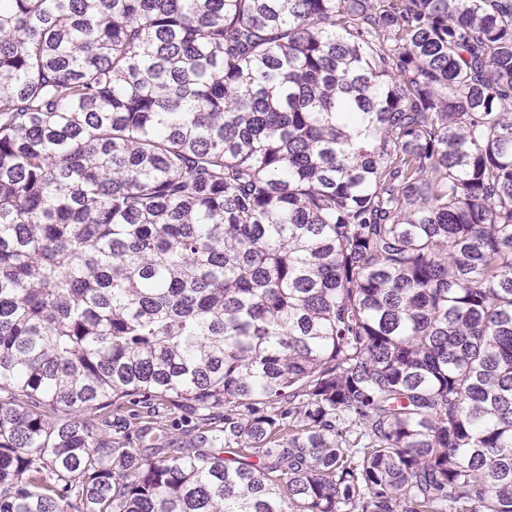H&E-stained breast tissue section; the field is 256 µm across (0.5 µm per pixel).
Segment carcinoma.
I'll use <instances>...</instances> for the list:
<instances>
[{
    "instance_id": "1",
    "label": "carcinoma",
    "mask_w": 512,
    "mask_h": 512,
    "mask_svg": "<svg viewBox=\"0 0 512 512\" xmlns=\"http://www.w3.org/2000/svg\"><path fill=\"white\" fill-rule=\"evenodd\" d=\"M0 512H512V0H0ZM179 417V415H176L175 421H173L174 416H171L170 419L168 418L167 424H169V436L177 440L179 446L182 448V451L186 454H193L199 451H203V448H198V443L193 438V432H185V427H181L180 424L179 426L175 424V422L178 421Z\"/></svg>"
}]
</instances>
